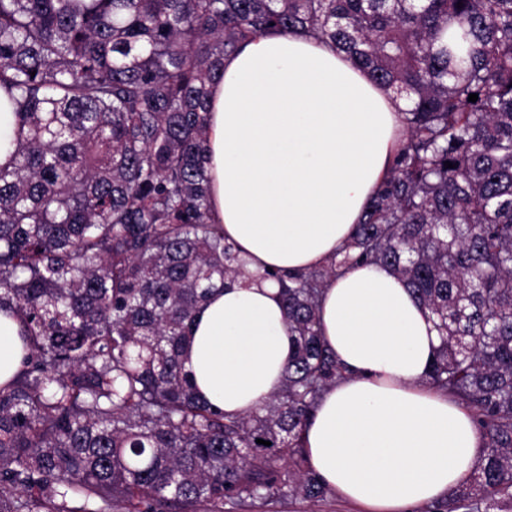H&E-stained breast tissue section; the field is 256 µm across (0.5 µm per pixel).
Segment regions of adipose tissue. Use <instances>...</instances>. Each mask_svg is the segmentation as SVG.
<instances>
[{"mask_svg": "<svg viewBox=\"0 0 512 512\" xmlns=\"http://www.w3.org/2000/svg\"><path fill=\"white\" fill-rule=\"evenodd\" d=\"M404 100L302 29L241 42L211 86L210 211L243 275L189 328L185 366L228 415L282 384L293 349L269 271L322 267L350 239L405 136ZM320 334L345 377L303 431L311 470L358 512H418L466 483L486 452L471 413L432 389L440 344L427 309L390 270L355 265L326 284ZM17 318L0 312V385L21 368Z\"/></svg>", "mask_w": 512, "mask_h": 512, "instance_id": "1", "label": "adipose tissue"}]
</instances>
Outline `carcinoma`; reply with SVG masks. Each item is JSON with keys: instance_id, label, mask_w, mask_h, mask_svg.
I'll use <instances>...</instances> for the list:
<instances>
[{"instance_id": "cac0c4a2", "label": "carcinoma", "mask_w": 512, "mask_h": 512, "mask_svg": "<svg viewBox=\"0 0 512 512\" xmlns=\"http://www.w3.org/2000/svg\"><path fill=\"white\" fill-rule=\"evenodd\" d=\"M296 27L406 100V135L349 242L280 279L282 388L228 416L182 361L196 308L244 273L210 218V84L240 41ZM0 89L16 117L0 311L28 349L0 386V512L327 501L302 431L343 370L317 301L358 264L435 319L427 383L486 439L469 482L421 512H512V0H0Z\"/></svg>"}]
</instances>
